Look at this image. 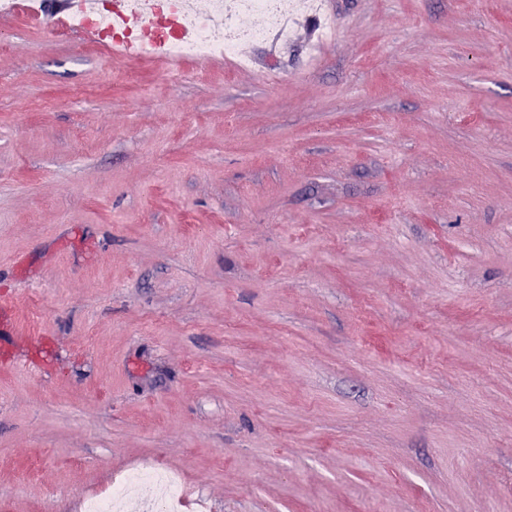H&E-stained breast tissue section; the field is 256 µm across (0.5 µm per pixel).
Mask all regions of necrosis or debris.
<instances>
[{
	"label": "necrosis or debris",
	"mask_w": 512,
	"mask_h": 512,
	"mask_svg": "<svg viewBox=\"0 0 512 512\" xmlns=\"http://www.w3.org/2000/svg\"><path fill=\"white\" fill-rule=\"evenodd\" d=\"M105 2L73 12L71 26H93L105 39L132 40L183 62L235 57L270 34H288L287 0H126L120 13ZM249 15L261 16L262 25L244 24Z\"/></svg>",
	"instance_id": "1"
}]
</instances>
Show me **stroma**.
Masks as SVG:
<instances>
[{
	"label": "stroma",
	"mask_w": 512,
	"mask_h": 512,
	"mask_svg": "<svg viewBox=\"0 0 512 512\" xmlns=\"http://www.w3.org/2000/svg\"><path fill=\"white\" fill-rule=\"evenodd\" d=\"M323 2L250 67L0 22V512H512V0ZM141 480H155L164 487L163 496L151 502L146 512H174V503L179 500L178 487L157 473H143L126 478L124 482L113 489L110 497L92 503L89 512H112V504L122 496L126 485Z\"/></svg>",
	"instance_id": "1"
}]
</instances>
